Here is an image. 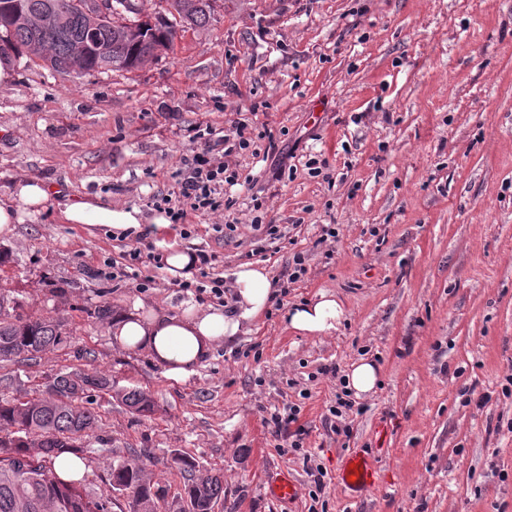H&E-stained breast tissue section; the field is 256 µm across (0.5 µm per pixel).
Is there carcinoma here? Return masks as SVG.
<instances>
[{
	"mask_svg": "<svg viewBox=\"0 0 512 512\" xmlns=\"http://www.w3.org/2000/svg\"><path fill=\"white\" fill-rule=\"evenodd\" d=\"M81 0H0V55L40 46L33 57L59 75H71L75 49L88 45L86 73L132 71L162 51L174 49L180 34L214 20L218 0H159L166 4L159 21L135 39L125 34L131 15L93 25L79 8ZM12 302L13 312L6 311ZM53 319L22 312L17 299L0 293V362L26 364L71 345ZM50 396L20 400L0 397V512H215L224 506V473L205 468L193 457L174 453L171 465L183 474V493L168 501V489L148 476V454L117 456L109 469V494L93 498L56 472L62 453L81 451L79 441L95 433L99 415L95 397L111 394L132 412H155L152 396L138 388L117 389L96 372L60 373Z\"/></svg>",
	"mask_w": 512,
	"mask_h": 512,
	"instance_id": "carcinoma-1",
	"label": "carcinoma"
}]
</instances>
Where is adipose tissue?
<instances>
[{
  "label": "adipose tissue",
  "mask_w": 512,
  "mask_h": 512,
  "mask_svg": "<svg viewBox=\"0 0 512 512\" xmlns=\"http://www.w3.org/2000/svg\"><path fill=\"white\" fill-rule=\"evenodd\" d=\"M50 197V187L39 177L24 175L15 179L7 199L0 200V240L13 237L19 209L40 212ZM63 219L68 224L83 225L90 233L99 227L115 231L136 229L143 222L138 208L115 206L95 198L69 204ZM232 289V306L192 308L179 316L153 309L130 314L115 320L112 334L121 347L147 351L165 364L169 377L183 378L216 343L233 341L271 304L272 281L265 268L250 264L239 266ZM344 318L342 301L325 292L317 301L288 307L281 315L286 327L307 336L336 332Z\"/></svg>",
  "instance_id": "ef3b65f1"
}]
</instances>
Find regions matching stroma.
Listing matches in <instances>:
<instances>
[{
  "label": "stroma",
  "instance_id": "stroma-1",
  "mask_svg": "<svg viewBox=\"0 0 512 512\" xmlns=\"http://www.w3.org/2000/svg\"><path fill=\"white\" fill-rule=\"evenodd\" d=\"M12 58L0 195L22 175L56 193L5 242L0 291L74 338L35 364L0 363V395L35 397L58 373L85 370L156 406L141 416L98 397L83 491L106 495L113 455L144 448L172 494L183 487L173 453L223 470L224 512H512V0H224L211 25L132 72L64 78L26 50ZM242 124L271 129L274 150L257 137L233 153L231 208L189 212L187 239L157 228V252L205 249L221 277L250 263L275 280L304 256L285 305L330 292L347 320L304 336L272 312L175 380L148 352L120 347L94 311L179 315L195 296L149 262L135 278L95 277L103 262L123 265L129 242L88 234L62 211L98 196L152 220L196 129L231 136ZM225 220L236 230L215 232ZM325 224L336 240L321 241ZM361 358L381 383L332 418L346 389L322 369ZM287 404L301 408L299 448L265 422ZM358 449L377 462V492L335 480ZM314 467L329 478L316 500ZM281 470L298 488L287 502L266 486Z\"/></svg>",
  "mask_w": 512,
  "mask_h": 512
}]
</instances>
